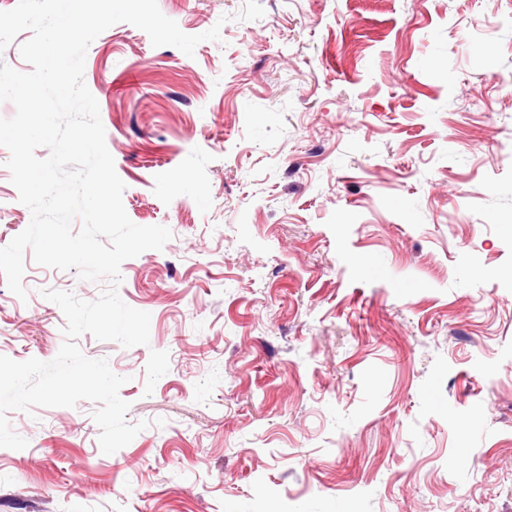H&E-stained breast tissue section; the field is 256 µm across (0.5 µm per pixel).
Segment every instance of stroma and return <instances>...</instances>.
I'll list each match as a JSON object with an SVG mask.
<instances>
[{
  "label": "stroma",
  "mask_w": 512,
  "mask_h": 512,
  "mask_svg": "<svg viewBox=\"0 0 512 512\" xmlns=\"http://www.w3.org/2000/svg\"><path fill=\"white\" fill-rule=\"evenodd\" d=\"M158 0L193 56L118 23L84 80L140 226L121 266L148 345L82 335L124 376L9 414L0 512H512V0ZM0 147V247L30 222ZM0 355L53 360L97 298L27 261Z\"/></svg>",
  "instance_id": "1"
}]
</instances>
